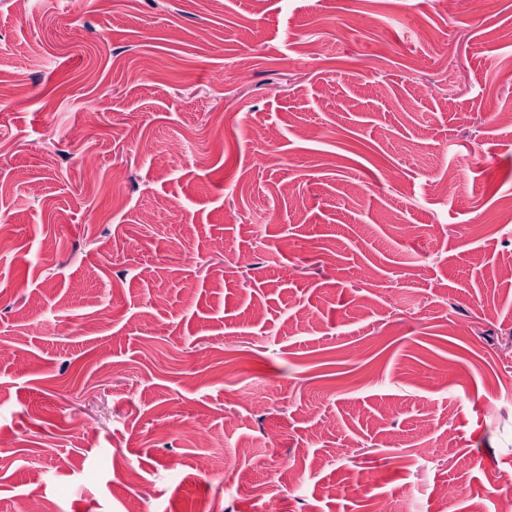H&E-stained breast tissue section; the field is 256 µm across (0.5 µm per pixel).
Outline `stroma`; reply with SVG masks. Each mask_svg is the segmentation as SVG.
<instances>
[{"instance_id": "1", "label": "stroma", "mask_w": 512, "mask_h": 512, "mask_svg": "<svg viewBox=\"0 0 512 512\" xmlns=\"http://www.w3.org/2000/svg\"><path fill=\"white\" fill-rule=\"evenodd\" d=\"M0 86V512H496L512 0H0ZM284 487L287 489V487L280 481H276L274 478L270 477L258 485H251L247 487L238 486L237 489L240 491L242 496L248 499L267 496L268 499L273 500L276 499L278 495L282 494Z\"/></svg>"}]
</instances>
